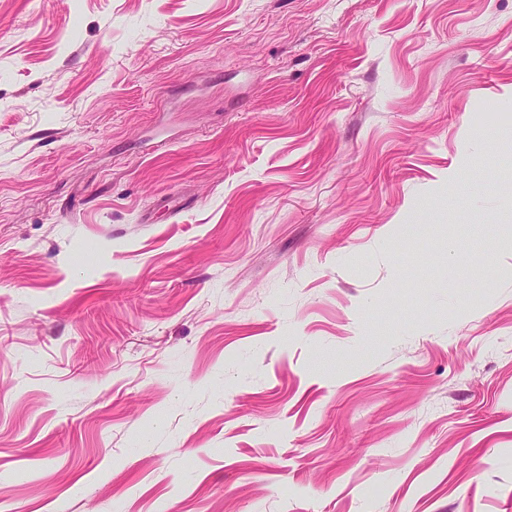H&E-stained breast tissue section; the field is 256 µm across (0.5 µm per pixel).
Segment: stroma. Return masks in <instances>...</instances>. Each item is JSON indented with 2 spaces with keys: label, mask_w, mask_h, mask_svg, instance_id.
<instances>
[{
  "label": "stroma",
  "mask_w": 512,
  "mask_h": 512,
  "mask_svg": "<svg viewBox=\"0 0 512 512\" xmlns=\"http://www.w3.org/2000/svg\"><path fill=\"white\" fill-rule=\"evenodd\" d=\"M0 512H512V0H0Z\"/></svg>",
  "instance_id": "35a3bbf8"
}]
</instances>
